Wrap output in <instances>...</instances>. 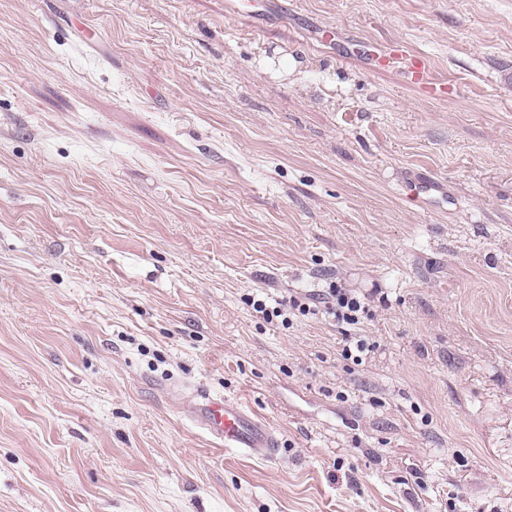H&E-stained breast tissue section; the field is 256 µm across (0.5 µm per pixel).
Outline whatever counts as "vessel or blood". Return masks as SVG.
Listing matches in <instances>:
<instances>
[{"instance_id": "b4317fda", "label": "vessel or blood", "mask_w": 512, "mask_h": 512, "mask_svg": "<svg viewBox=\"0 0 512 512\" xmlns=\"http://www.w3.org/2000/svg\"><path fill=\"white\" fill-rule=\"evenodd\" d=\"M371 61L376 67L401 68L428 98L438 100L448 94L447 83L433 77L429 58L412 51L405 43L391 44L372 55ZM193 413L204 433L224 448L266 458L275 457L280 451L276 429L237 401L200 392L195 396Z\"/></svg>"}]
</instances>
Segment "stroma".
<instances>
[{
    "label": "stroma",
    "instance_id": "1",
    "mask_svg": "<svg viewBox=\"0 0 512 512\" xmlns=\"http://www.w3.org/2000/svg\"><path fill=\"white\" fill-rule=\"evenodd\" d=\"M249 2L0 0V512H512V0ZM374 67H399L411 83L417 85L423 94L431 99H442L448 94V83L432 75L429 58L409 49L402 42H395L371 57ZM322 296L324 297L311 302L314 306L306 302L301 303L293 297L277 302L278 306L272 309L263 299H253L251 305L254 311L261 313L267 322H272L273 317L281 318L282 325L288 327L293 324L291 316H298V314L307 316L321 313L333 318L338 324L355 326L361 322L363 315L368 313L363 298L350 288L335 286V288H328V292ZM317 304H323V306L319 307ZM193 413L204 433L225 449L266 458L275 457L281 449L276 429L237 401L197 392Z\"/></svg>",
    "mask_w": 512,
    "mask_h": 512
}]
</instances>
